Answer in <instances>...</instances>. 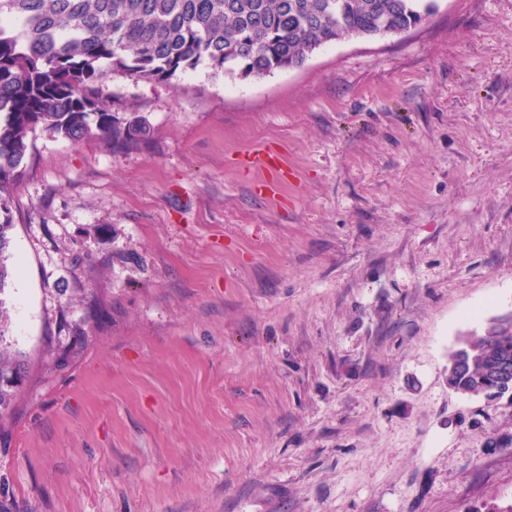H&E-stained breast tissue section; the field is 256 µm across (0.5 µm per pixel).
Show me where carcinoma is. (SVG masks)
<instances>
[{
  "label": "carcinoma",
  "instance_id": "obj_1",
  "mask_svg": "<svg viewBox=\"0 0 512 512\" xmlns=\"http://www.w3.org/2000/svg\"><path fill=\"white\" fill-rule=\"evenodd\" d=\"M433 0H0V293L14 226L12 196L37 128L111 150L138 148L151 125L97 94L102 63L170 81L206 63L215 75L261 77L302 66L322 45L419 25ZM448 385L512 407V318L460 343Z\"/></svg>",
  "mask_w": 512,
  "mask_h": 512
}]
</instances>
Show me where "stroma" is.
Here are the masks:
<instances>
[{"label":"stroma","mask_w":512,"mask_h":512,"mask_svg":"<svg viewBox=\"0 0 512 512\" xmlns=\"http://www.w3.org/2000/svg\"><path fill=\"white\" fill-rule=\"evenodd\" d=\"M299 68L109 72L152 139L39 129L12 200L0 512H480L512 503V409L449 356L512 316V0ZM295 177L257 194L239 154ZM81 326L69 367L52 344Z\"/></svg>","instance_id":"1"}]
</instances>
